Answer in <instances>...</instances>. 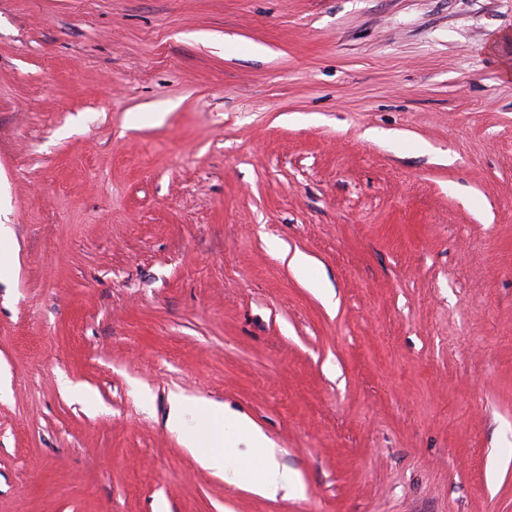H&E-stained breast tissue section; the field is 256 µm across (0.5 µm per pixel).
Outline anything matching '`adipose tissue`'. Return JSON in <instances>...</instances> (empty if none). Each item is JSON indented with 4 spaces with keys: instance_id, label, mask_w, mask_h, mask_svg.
I'll return each instance as SVG.
<instances>
[{
    "instance_id": "ef3b65f1",
    "label": "adipose tissue",
    "mask_w": 512,
    "mask_h": 512,
    "mask_svg": "<svg viewBox=\"0 0 512 512\" xmlns=\"http://www.w3.org/2000/svg\"><path fill=\"white\" fill-rule=\"evenodd\" d=\"M232 429L237 437L247 443L256 462L259 478L252 482V490L262 496L274 497L287 489L292 477L287 471L279 469L271 442L265 434L244 418L233 419Z\"/></svg>"
}]
</instances>
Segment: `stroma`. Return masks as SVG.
<instances>
[{"instance_id":"1","label":"stroma","mask_w":512,"mask_h":512,"mask_svg":"<svg viewBox=\"0 0 512 512\" xmlns=\"http://www.w3.org/2000/svg\"><path fill=\"white\" fill-rule=\"evenodd\" d=\"M0 212V512H512V0H0ZM190 409L203 412L212 418L223 417V414L218 408L205 401L177 398L173 403L172 410L167 420V427L171 432L181 433L184 415ZM225 419L232 422V429L238 438H243L251 449L252 459L256 461V469L261 478L250 483L251 489L262 496L276 497L280 491L288 490L293 481L287 470H280L274 461V448L271 441L256 426L244 418ZM185 443L188 448H198L191 437H187ZM198 454L205 467L217 471L224 470L226 473L228 454L224 448V430H214L209 445L207 448H198Z\"/></svg>"}]
</instances>
